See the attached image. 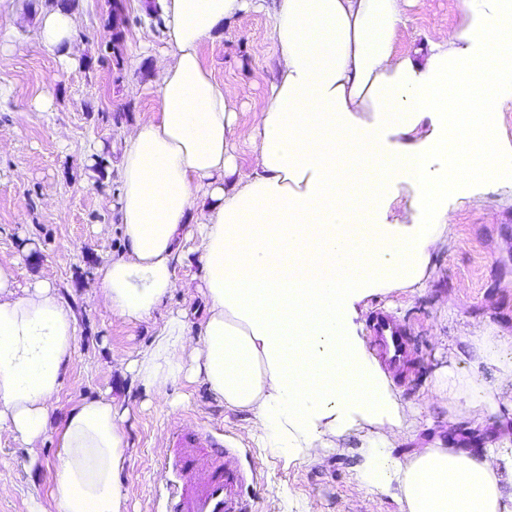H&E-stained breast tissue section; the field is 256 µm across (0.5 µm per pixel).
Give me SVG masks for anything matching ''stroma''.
<instances>
[{"label": "stroma", "instance_id": "1", "mask_svg": "<svg viewBox=\"0 0 512 512\" xmlns=\"http://www.w3.org/2000/svg\"><path fill=\"white\" fill-rule=\"evenodd\" d=\"M132 22L125 31L126 62L111 72L97 58L110 33L104 25L106 0H78L74 51L68 67L44 50L29 0L16 12H0V30L13 28L19 48L0 52V264H15L20 286L51 278L74 307L79 321L76 359L57 393L58 412L84 398L108 396L128 408L124 423L127 463L122 475L126 512H156L169 474L162 467L169 431L191 420L222 433L242 451L254 474L249 494L252 512H398L397 504L362 488L355 478L357 450L374 428L361 422L340 437L325 436L318 463H287L269 453L248 432L247 412L216 401L198 381L179 379L168 388V403L132 382L120 369L122 359L149 348L170 312L200 307L199 296L175 289L151 319L128 324L112 316L94 296V271L102 259L124 248L117 215L118 158L87 164L90 144L111 142L116 111L134 122L156 105L142 39L162 49L163 26L136 23L142 0H125ZM466 16L463 0H415L396 43L399 53L435 38L436 24L456 28ZM200 54L224 89L237 97L246 115L239 129L242 170L255 156L248 144L249 114L269 101L276 73L271 25L262 12L240 15L223 33L205 43ZM47 98V111L35 109ZM24 178H16V171ZM432 273L418 288H398L370 298L358 322L363 341L372 311L384 308L405 326L412 346L409 364L393 375L415 438L402 451L442 439L451 448H483L501 437V422H512V381L497 367L475 363L476 337H502L498 352L512 360V183L498 184L451 210L448 226L431 252ZM453 370L479 388L494 391L499 415L471 411L455 421L447 399L430 397L438 374ZM55 438L40 445L41 463L29 468L23 448L0 435V512H56L50 497L57 475Z\"/></svg>", "mask_w": 512, "mask_h": 512}]
</instances>
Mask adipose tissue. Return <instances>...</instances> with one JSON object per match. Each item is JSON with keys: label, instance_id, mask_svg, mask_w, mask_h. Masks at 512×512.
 I'll list each match as a JSON object with an SVG mask.
<instances>
[{"label": "adipose tissue", "instance_id": "1", "mask_svg": "<svg viewBox=\"0 0 512 512\" xmlns=\"http://www.w3.org/2000/svg\"><path fill=\"white\" fill-rule=\"evenodd\" d=\"M166 49L151 64L154 114L117 126L120 255L96 270L97 300L126 323L150 319L175 289L203 314L170 313L151 348L122 361L165 400L182 374L251 415L271 451L318 460L324 435L361 419L379 429L356 479L399 512H512L497 443L442 441L400 455L404 409L357 334L358 303L418 285L450 202L512 179V142L495 116L512 101V0H466V21L430 41L424 59L395 49L411 0H158ZM272 17L277 73L255 113V165L241 172V110L200 49L251 9ZM71 12L37 14L43 49L74 64ZM198 241V273L178 278ZM78 318L47 278L17 283L0 265V432L29 465L54 434L57 512H125L124 412L114 399L55 397L74 362ZM437 395L498 414L493 392L454 373Z\"/></svg>", "mask_w": 512, "mask_h": 512}]
</instances>
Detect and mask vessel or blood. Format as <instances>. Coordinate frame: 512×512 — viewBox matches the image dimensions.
Wrapping results in <instances>:
<instances>
[{
	"instance_id": "obj_1",
	"label": "vessel or blood",
	"mask_w": 512,
	"mask_h": 512,
	"mask_svg": "<svg viewBox=\"0 0 512 512\" xmlns=\"http://www.w3.org/2000/svg\"><path fill=\"white\" fill-rule=\"evenodd\" d=\"M369 330L389 368L409 355L405 329L389 312L376 309ZM176 480L167 490L162 512H248L247 475L239 453L191 421L178 424L168 457Z\"/></svg>"
}]
</instances>
